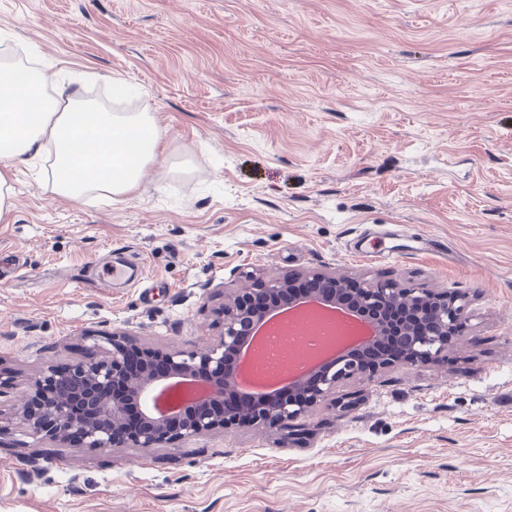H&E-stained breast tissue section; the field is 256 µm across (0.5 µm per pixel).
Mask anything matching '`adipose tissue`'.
<instances>
[{"mask_svg":"<svg viewBox=\"0 0 512 512\" xmlns=\"http://www.w3.org/2000/svg\"><path fill=\"white\" fill-rule=\"evenodd\" d=\"M164 133L151 112H111L79 91L50 87L41 72L0 62V222L15 211L13 169L46 151L54 160L44 181L61 198L138 190L148 166L161 162Z\"/></svg>","mask_w":512,"mask_h":512,"instance_id":"adipose-tissue-1","label":"adipose tissue"}]
</instances>
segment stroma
<instances>
[{"label": "stroma", "mask_w": 512, "mask_h": 512, "mask_svg": "<svg viewBox=\"0 0 512 512\" xmlns=\"http://www.w3.org/2000/svg\"><path fill=\"white\" fill-rule=\"evenodd\" d=\"M7 42L109 110L131 90L165 161L119 202L16 170L0 417L93 358L86 331L205 347L252 268L461 293L468 326L278 431L113 453L9 429L0 512H512V0H0ZM115 248L137 285H102Z\"/></svg>", "instance_id": "35a3bbf8"}]
</instances>
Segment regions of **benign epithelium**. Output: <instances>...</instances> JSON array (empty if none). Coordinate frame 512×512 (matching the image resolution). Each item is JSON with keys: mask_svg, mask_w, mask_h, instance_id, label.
<instances>
[{"mask_svg": "<svg viewBox=\"0 0 512 512\" xmlns=\"http://www.w3.org/2000/svg\"><path fill=\"white\" fill-rule=\"evenodd\" d=\"M246 285L224 297L217 338L200 351L160 349L139 343L122 332L88 334L100 358L79 362L64 375L49 367L35 378L32 393L17 408L12 425L24 432L81 450L175 445L198 436L237 428L276 429L307 414L335 393L336 385L354 378H372L395 365L417 366L441 357L467 327L462 296L427 292L395 281L358 282L321 271L295 277L265 279L247 271ZM297 280L315 284L303 304L341 305L338 295L351 289L354 311L379 313L382 302L405 310L401 342L405 356L377 355L370 364L358 361L356 347L336 362L313 369L290 382L282 396L240 400L238 368L231 366L255 328L277 312L262 307L256 296L278 300ZM194 379L208 387L204 399L172 403L164 415L146 405L147 396L174 379Z\"/></svg>", "mask_w": 512, "mask_h": 512, "instance_id": "1", "label": "benign epithelium"}]
</instances>
